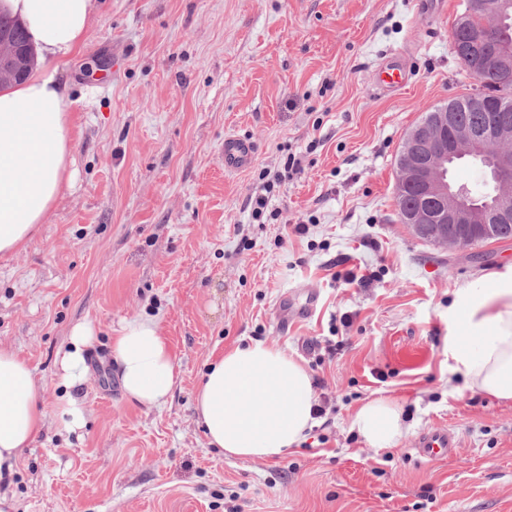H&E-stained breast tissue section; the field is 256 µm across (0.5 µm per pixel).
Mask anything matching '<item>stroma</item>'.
Returning <instances> with one entry per match:
<instances>
[{
  "instance_id": "35a3bbf8",
  "label": "stroma",
  "mask_w": 512,
  "mask_h": 512,
  "mask_svg": "<svg viewBox=\"0 0 512 512\" xmlns=\"http://www.w3.org/2000/svg\"><path fill=\"white\" fill-rule=\"evenodd\" d=\"M465 0H100L70 87L71 179L39 232L0 258V345L42 388L47 428L21 457L15 512H512V402L471 392L448 359L457 288L512 265V238L461 252L397 217L396 158L432 107L479 90L449 33ZM407 56L399 92L375 70ZM254 158L224 169V139ZM278 219L253 220L259 174L287 153ZM309 232L294 235L293 225ZM374 274L368 285L347 272ZM317 293L315 312L290 321ZM154 317L177 364L166 405L126 398L111 356L123 321ZM91 324L84 427L57 418L56 363ZM262 339L309 371L326 415L267 460L207 444L194 398L224 349ZM403 408L407 433L374 448L358 408ZM459 436L419 458L425 428ZM460 441L457 433L447 426L424 429L415 440L414 450L420 458L433 461L453 456Z\"/></svg>"
}]
</instances>
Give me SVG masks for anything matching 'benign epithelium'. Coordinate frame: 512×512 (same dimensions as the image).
Masks as SVG:
<instances>
[{"label": "benign epithelium", "instance_id": "obj_1", "mask_svg": "<svg viewBox=\"0 0 512 512\" xmlns=\"http://www.w3.org/2000/svg\"><path fill=\"white\" fill-rule=\"evenodd\" d=\"M512 16V0H470L451 30L455 52L464 66L478 73L492 68L501 82L512 81V44L489 55L480 47L485 33ZM27 66V47L0 42V82L20 79ZM470 106L485 111L483 125L457 120L447 106L436 107L402 143L395 191L419 192L427 205L404 219L409 233L430 244L466 250L492 240L501 227L512 225V119L487 111L486 99L475 96ZM473 156L484 159L483 172L493 186L488 196H473L448 180L455 163Z\"/></svg>", "mask_w": 512, "mask_h": 512}]
</instances>
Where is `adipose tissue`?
Returning <instances> with one entry per match:
<instances>
[{"mask_svg": "<svg viewBox=\"0 0 512 512\" xmlns=\"http://www.w3.org/2000/svg\"><path fill=\"white\" fill-rule=\"evenodd\" d=\"M96 0H0V11L26 27L35 63L26 79L0 88V257L21 250L39 231L69 181L72 116L68 86L53 60L79 53L97 11ZM488 287L457 289L454 315L461 335L448 339V357L470 390L512 401V267L488 277ZM95 335L76 325L59 360L65 392L58 401L66 430L84 424L70 390L83 378L84 351ZM123 391L146 408L166 404L177 373L156 320L124 321L111 339ZM312 377L284 349L262 341L224 350L204 373L194 409L207 443L224 455L273 459L299 447L316 425ZM47 414L28 361L0 346V507L24 452L46 426ZM354 426L375 448L392 447L407 431L402 406L375 399L357 411Z\"/></svg>", "mask_w": 512, "mask_h": 512, "instance_id": "1", "label": "adipose tissue"}]
</instances>
